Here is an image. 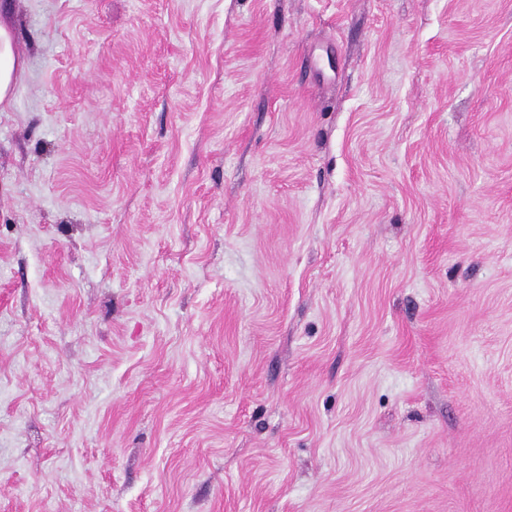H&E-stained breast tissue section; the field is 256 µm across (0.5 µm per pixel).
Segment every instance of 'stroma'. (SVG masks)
Masks as SVG:
<instances>
[{
	"mask_svg": "<svg viewBox=\"0 0 512 512\" xmlns=\"http://www.w3.org/2000/svg\"><path fill=\"white\" fill-rule=\"evenodd\" d=\"M0 15V512H512V0ZM14 30L0 18V112L10 106L14 90L27 70V61L14 49Z\"/></svg>",
	"mask_w": 512,
	"mask_h": 512,
	"instance_id": "stroma-1",
	"label": "stroma"
}]
</instances>
